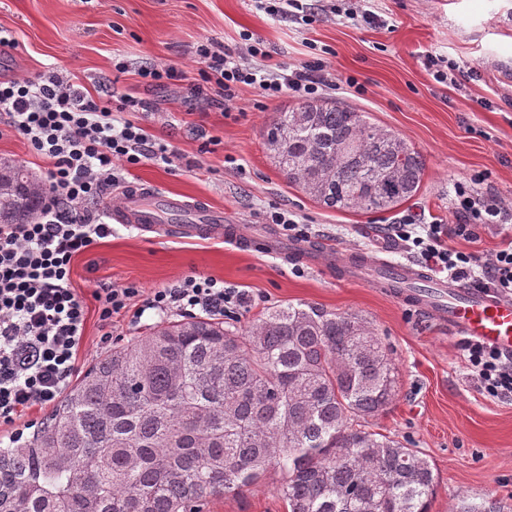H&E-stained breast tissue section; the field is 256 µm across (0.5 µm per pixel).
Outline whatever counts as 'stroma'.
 <instances>
[{"label":"stroma","instance_id":"1","mask_svg":"<svg viewBox=\"0 0 512 512\" xmlns=\"http://www.w3.org/2000/svg\"><path fill=\"white\" fill-rule=\"evenodd\" d=\"M372 9L382 25L329 14L305 26L257 10L252 0H0V28L15 39L0 46V80L54 69L93 97L141 98L149 106L142 125L181 158L170 167L144 162L130 169L128 182L205 200L255 241L274 232L266 214L276 209L310 228L314 255L300 259L292 254L295 238L285 234L280 251L268 252L116 223L111 237L73 260L79 293L91 296L102 281L147 293L202 274L248 292L241 328L289 303L363 316L399 377L395 400L370 426L411 441L433 464L438 487L430 512H460L461 504L487 498L512 512V401L482 394L468 375L460 337L447 327L370 284L343 280L316 257L329 247L344 261L364 253L411 263L388 238L387 225L407 214L455 223L453 185L466 176L482 175L481 191L512 204V0H373ZM246 33L260 41L271 65H297L325 51L336 83L325 98L366 112L421 153L418 194L387 212L323 208L288 183L264 144L267 126L298 97L266 100L247 88L239 111L226 115L187 99L182 83L146 88L136 72L153 60L196 75L202 38L237 52ZM430 52L465 67L460 86L435 80L425 64ZM120 59L130 70L116 79L112 64ZM349 78L363 93L346 86ZM212 137L220 140L215 150L199 153ZM281 480L269 470L242 494L210 501L207 512H287L276 493Z\"/></svg>","mask_w":512,"mask_h":512}]
</instances>
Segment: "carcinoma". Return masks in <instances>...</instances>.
<instances>
[{
  "label": "carcinoma",
  "mask_w": 512,
  "mask_h": 512,
  "mask_svg": "<svg viewBox=\"0 0 512 512\" xmlns=\"http://www.w3.org/2000/svg\"><path fill=\"white\" fill-rule=\"evenodd\" d=\"M265 144L288 183L333 210H392L425 171L403 137L327 99L280 113ZM3 172L0 224H25L41 183ZM396 394L392 357L355 313L299 303L244 330L168 322L112 348L0 448V512H203L270 466L288 512H430V461L369 426Z\"/></svg>",
  "instance_id": "carcinoma-1"
}]
</instances>
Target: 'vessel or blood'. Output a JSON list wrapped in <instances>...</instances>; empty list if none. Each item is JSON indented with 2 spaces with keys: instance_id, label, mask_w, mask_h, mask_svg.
<instances>
[{
  "instance_id": "vessel-or-blood-1",
  "label": "vessel or blood",
  "mask_w": 512,
  "mask_h": 512,
  "mask_svg": "<svg viewBox=\"0 0 512 512\" xmlns=\"http://www.w3.org/2000/svg\"><path fill=\"white\" fill-rule=\"evenodd\" d=\"M183 196L164 193L147 185L125 189L113 218L121 224H132L145 233L160 230V216L187 208ZM199 222L175 225L174 231L186 238H223L225 229L216 215L199 208ZM329 265H340L345 279L368 280L447 326L450 334L479 341L505 354L512 355V298L490 289L465 288L456 282L437 278L410 265L391 266L377 258L338 264L329 255Z\"/></svg>"
}]
</instances>
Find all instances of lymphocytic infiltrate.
I'll list each match as a JSON object with an SVG mask.
<instances>
[{
  "label": "lymphocytic infiltrate",
  "mask_w": 512,
  "mask_h": 512,
  "mask_svg": "<svg viewBox=\"0 0 512 512\" xmlns=\"http://www.w3.org/2000/svg\"><path fill=\"white\" fill-rule=\"evenodd\" d=\"M194 81L171 65L146 63L137 74L150 87L187 82L191 98H214L224 112L237 108L242 87L267 100L291 92L315 97L332 82L324 59L300 65H267L252 46L238 56L206 39L195 50ZM144 101L132 96L118 105L92 97L70 77L46 71L0 81V115L7 132L23 138L46 159L44 206L27 224H0V426L24 410L54 404L79 372L89 306H96L101 343L112 341V318L135 297L145 308L176 310L192 317L241 319L250 299L237 286L194 274L177 284L141 294L133 286L98 284L91 298L72 286L71 262L112 234L98 203L119 188V172L144 161L172 165L179 154L150 139L138 115ZM479 176L456 181L452 225L421 224L409 216L388 225L387 234L435 274L512 296V240L483 256L450 248L448 237L476 240L489 226L512 227V205L478 192ZM462 350L479 388L497 399L512 398V357L474 340Z\"/></svg>",
  "instance_id": "1"
}]
</instances>
